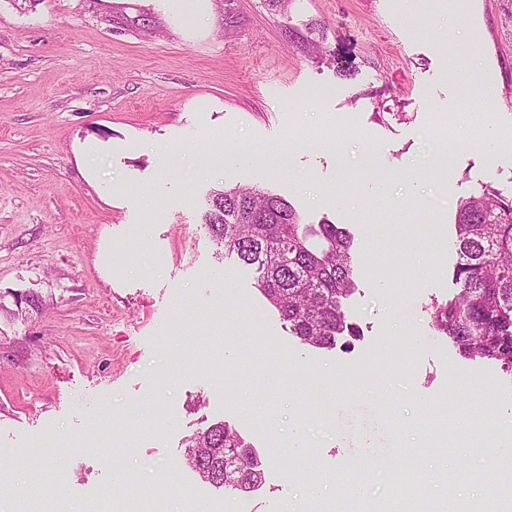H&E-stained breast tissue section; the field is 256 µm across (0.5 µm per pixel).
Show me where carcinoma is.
I'll list each match as a JSON object with an SVG mask.
<instances>
[{
  "instance_id": "cac0c4a2",
  "label": "carcinoma",
  "mask_w": 512,
  "mask_h": 512,
  "mask_svg": "<svg viewBox=\"0 0 512 512\" xmlns=\"http://www.w3.org/2000/svg\"><path fill=\"white\" fill-rule=\"evenodd\" d=\"M202 224L224 255L257 274V288L303 344L333 349L347 323L341 299L353 290L351 238L336 224H304L285 198L257 187L213 190ZM456 296L429 307L431 325L469 359L491 360L512 377V197L485 187L456 207ZM216 422L187 439L185 463L214 488L246 493L263 483L252 455L240 479L224 480L226 448H248Z\"/></svg>"
}]
</instances>
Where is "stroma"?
Returning a JSON list of instances; mask_svg holds the SVG:
<instances>
[{
    "mask_svg": "<svg viewBox=\"0 0 512 512\" xmlns=\"http://www.w3.org/2000/svg\"><path fill=\"white\" fill-rule=\"evenodd\" d=\"M470 78L489 97L463 102ZM451 137L469 147L444 176ZM223 141L287 154L220 159ZM235 185L350 232L348 345L301 344L206 233L208 194ZM484 186L512 196V0H0V303H43L0 312V512L41 474L60 479L66 512L129 471L166 481L165 512L187 492L224 498L181 463L220 421L265 473L242 512H304L311 484L352 470L365 498L400 503L407 471L482 512L491 435L459 404L512 426V378L462 357L426 309L457 291L456 205ZM254 314L290 373L260 367ZM384 344L410 376L369 380ZM135 407L128 454L97 420ZM50 436L103 445L57 461L39 451ZM461 464L470 480L448 489Z\"/></svg>",
    "mask_w": 512,
    "mask_h": 512,
    "instance_id": "obj_1",
    "label": "stroma"
}]
</instances>
